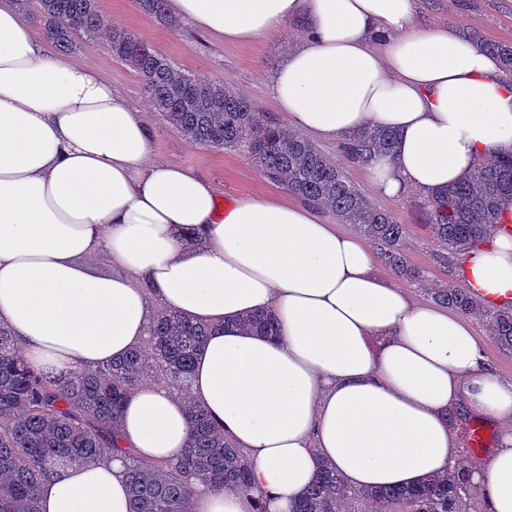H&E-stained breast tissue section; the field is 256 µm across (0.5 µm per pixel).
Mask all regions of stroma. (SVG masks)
Here are the masks:
<instances>
[{
    "label": "stroma",
    "mask_w": 512,
    "mask_h": 512,
    "mask_svg": "<svg viewBox=\"0 0 512 512\" xmlns=\"http://www.w3.org/2000/svg\"><path fill=\"white\" fill-rule=\"evenodd\" d=\"M101 8L112 24L134 31L181 68L204 77L224 78L262 110L275 112L276 106L267 93V80L283 61L281 42L298 35L296 25L281 30L277 37L241 45L224 42L186 22L176 30L160 24L146 17L136 0H101ZM418 19L427 25L445 23L465 33L475 29L486 41L512 45V0H418ZM71 60L100 70L113 88L143 109L152 130L154 157L210 180L221 203H232L245 190L258 196L283 194V187L251 165L245 149L203 150L169 129L147 110L135 73L113 60L103 44L83 45ZM379 205L398 223L407 225V256L412 264L425 268L430 279L460 284L455 266L438 262L440 249L424 227L427 205L421 196L411 193L400 199L380 200Z\"/></svg>",
    "instance_id": "35a3bbf8"
}]
</instances>
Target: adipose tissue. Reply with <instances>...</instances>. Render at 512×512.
Returning a JSON list of instances; mask_svg holds the SVG:
<instances>
[{
	"mask_svg": "<svg viewBox=\"0 0 512 512\" xmlns=\"http://www.w3.org/2000/svg\"><path fill=\"white\" fill-rule=\"evenodd\" d=\"M229 43L299 21L268 93L293 131L343 142L371 124L397 136L367 166L381 198L433 199L491 154H512V71L417 0H168ZM140 110L99 71L55 57L0 0V319L25 359L58 378L147 344L158 311L209 323L193 399L243 452L248 491L197 487L195 512H289L329 464L355 489L410 487L459 467L456 419L498 425L467 471L486 512H512V378L465 315L416 302L378 256L315 205L243 194L154 159ZM111 273L94 270L99 256ZM464 285L512 300V235L472 251ZM268 311L276 337L236 328ZM180 394L148 382L123 409L122 443L173 463L188 443ZM42 512H129L127 464L65 468Z\"/></svg>",
	"mask_w": 512,
	"mask_h": 512,
	"instance_id": "obj_1",
	"label": "adipose tissue"
}]
</instances>
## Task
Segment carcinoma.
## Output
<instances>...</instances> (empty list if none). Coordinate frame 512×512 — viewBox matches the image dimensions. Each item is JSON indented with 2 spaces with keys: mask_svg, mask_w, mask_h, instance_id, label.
I'll return each mask as SVG.
<instances>
[{
  "mask_svg": "<svg viewBox=\"0 0 512 512\" xmlns=\"http://www.w3.org/2000/svg\"><path fill=\"white\" fill-rule=\"evenodd\" d=\"M31 14L60 56L83 42L106 36L110 55L136 73L153 112L189 143L205 150L247 147L250 163L290 194L327 211L339 224L364 236L386 266L437 304L486 321L498 348L512 354V304L484 309L466 288L428 284L426 271L410 263L403 248L407 225L363 194L335 161L313 142L289 132L259 111L222 79L196 76L177 66L133 32L115 28L100 0H15ZM140 10L172 24L167 0H137ZM473 38L512 68V46ZM389 131L364 128L340 150L363 165L374 154L393 151ZM512 196V156L478 164L463 181L442 190L427 207L426 227L444 250L440 261L462 266L473 250L500 232L512 233V216L499 202ZM238 326L255 334L278 335L276 319L255 313ZM211 327L174 312L157 314L147 347L124 359L60 381L32 367L9 326L0 322V512H41L38 490L59 470L112 454L128 460L131 512H193L192 482L215 489L249 488L244 454L215 429L205 411L189 405L188 448L176 464L138 458L122 446L118 425L129 394L154 377L189 398L187 385L197 353ZM468 481L463 471L430 478L410 488L355 492L333 470L318 480L291 512H466Z\"/></svg>",
  "mask_w": 512,
  "mask_h": 512,
  "instance_id": "obj_1",
  "label": "carcinoma"
}]
</instances>
